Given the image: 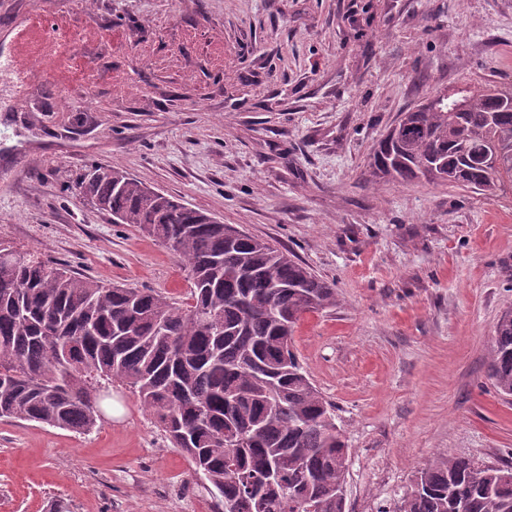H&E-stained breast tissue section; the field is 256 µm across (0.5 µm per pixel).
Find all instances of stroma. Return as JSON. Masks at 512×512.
Returning a JSON list of instances; mask_svg holds the SVG:
<instances>
[{"mask_svg":"<svg viewBox=\"0 0 512 512\" xmlns=\"http://www.w3.org/2000/svg\"><path fill=\"white\" fill-rule=\"evenodd\" d=\"M66 31L130 33L85 95L0 69V243L83 276L190 295L177 257L74 188L111 165L279 249L336 290L291 345L335 406L348 512H396L438 455L512 465V400L487 376L512 307V192L371 180L404 109L512 84V0H71ZM76 433L0 419V512H219L116 382Z\"/></svg>","mask_w":512,"mask_h":512,"instance_id":"obj_1","label":"stroma"}]
</instances>
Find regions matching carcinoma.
<instances>
[{"label": "carcinoma", "instance_id": "cac0c4a2", "mask_svg": "<svg viewBox=\"0 0 512 512\" xmlns=\"http://www.w3.org/2000/svg\"><path fill=\"white\" fill-rule=\"evenodd\" d=\"M380 182L425 181L495 194L512 187V86L466 84L400 114L369 164ZM75 189L170 249L190 302L83 277L0 245V419L80 433L132 390L224 512H345L348 455L334 407L290 345L336 291L267 241L216 220L128 172L91 165ZM512 396V310L488 353ZM399 512H512V467L441 455Z\"/></svg>", "mask_w": 512, "mask_h": 512}]
</instances>
